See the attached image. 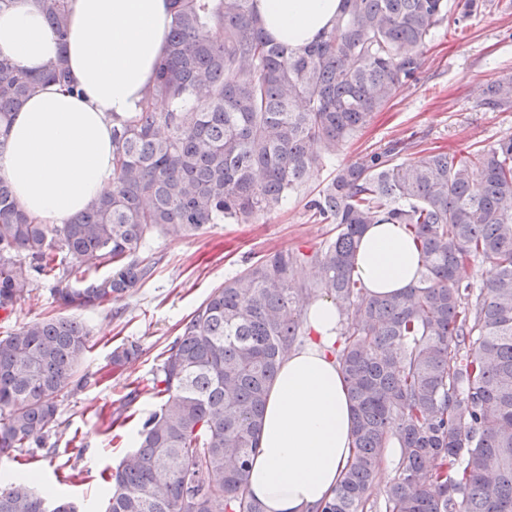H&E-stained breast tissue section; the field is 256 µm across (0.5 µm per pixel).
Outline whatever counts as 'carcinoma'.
Wrapping results in <instances>:
<instances>
[{
	"mask_svg": "<svg viewBox=\"0 0 512 512\" xmlns=\"http://www.w3.org/2000/svg\"><path fill=\"white\" fill-rule=\"evenodd\" d=\"M65 40L69 0H36ZM168 51L139 111L112 125V186L66 224H39L0 178V310L41 276L80 309L125 299L151 275L146 237L252 224L303 192L398 91L416 81L448 0H341L334 27L294 50L268 36L254 0H171ZM70 87L64 60L28 72L0 54V125L41 84ZM480 107L512 110V74ZM400 142L339 167L306 202L336 235L278 250L224 281L165 351L163 398L140 441L102 475L108 512H263L246 494L268 391L306 336L299 309L341 311L334 355L353 411V452L315 512H374L383 451L398 445L382 512H512V136L462 155L403 160ZM368 224H402L422 256L416 285L371 296L354 276ZM477 259L495 268L476 288ZM102 280L91 273L103 266ZM302 265L306 280L293 270ZM91 329L36 318L0 336V455L45 448L57 398L87 382ZM138 345L112 350L121 368ZM34 477L0 474V512H77Z\"/></svg>",
	"mask_w": 512,
	"mask_h": 512,
	"instance_id": "cac0c4a2",
	"label": "carcinoma"
}]
</instances>
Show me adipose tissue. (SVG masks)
I'll return each mask as SVG.
<instances>
[{
	"mask_svg": "<svg viewBox=\"0 0 512 512\" xmlns=\"http://www.w3.org/2000/svg\"><path fill=\"white\" fill-rule=\"evenodd\" d=\"M264 30L300 48L332 28L340 0H255ZM170 0H70L69 34L59 41L34 0L0 11V54L40 71L65 57L72 87L36 89L0 130L8 148L0 178L23 210L61 224L92 205L112 181V121L137 112L167 52ZM420 255L398 224H370L355 275L370 295L415 284ZM340 313L328 299L307 310L304 345L283 359L266 399L259 449L246 489L265 512H314L350 457L353 415L332 353Z\"/></svg>",
	"mask_w": 512,
	"mask_h": 512,
	"instance_id": "adipose-tissue-1",
	"label": "adipose tissue"
}]
</instances>
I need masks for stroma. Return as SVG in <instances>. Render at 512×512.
<instances>
[{"mask_svg": "<svg viewBox=\"0 0 512 512\" xmlns=\"http://www.w3.org/2000/svg\"><path fill=\"white\" fill-rule=\"evenodd\" d=\"M506 72H512V0H486L461 29L444 24L435 30L418 81L375 113L335 157L324 159L303 196L316 194L339 166L396 141L407 144L405 156L414 159L425 149L459 153L512 135V111L479 107L487 84ZM302 198L288 199L252 224H213L181 239L153 234L140 252L154 261L153 272L119 302L73 313L56 300L53 282L35 283L16 316H0V336L34 318L76 314L93 333L83 363L89 380L59 398L51 453L19 452L0 460V471L34 472L38 485L74 500L78 512H105L101 474L132 450L143 419L160 405L151 380L183 324L214 288L249 265L281 249L313 253L335 236L334 225L312 219ZM131 342L141 356L111 369L112 350Z\"/></svg>", "mask_w": 512, "mask_h": 512, "instance_id": "35a3bbf8", "label": "stroma"}]
</instances>
